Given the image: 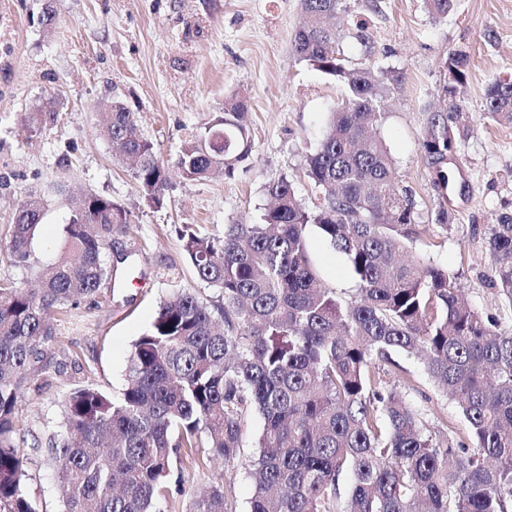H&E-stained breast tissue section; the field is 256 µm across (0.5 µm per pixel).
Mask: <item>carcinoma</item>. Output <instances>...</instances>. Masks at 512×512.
Wrapping results in <instances>:
<instances>
[{
    "label": "carcinoma",
    "instance_id": "cac0c4a2",
    "mask_svg": "<svg viewBox=\"0 0 512 512\" xmlns=\"http://www.w3.org/2000/svg\"><path fill=\"white\" fill-rule=\"evenodd\" d=\"M435 18L454 0H424ZM294 37L298 60L346 85L329 131L305 155L322 202L303 206L286 176L268 182L261 224H226L221 235L184 230L196 277L220 291L206 303L183 289L158 306L133 344L119 400L91 385L70 390L63 430L47 460L60 481L64 512H160L178 452L207 448L228 463L243 448L245 415L264 419L248 471L249 512H512V327L468 307L450 270L403 255L426 234L413 191L399 178L379 131L398 77L351 69L325 24L343 0H302ZM468 56L444 62V112H432L420 153L448 190L441 156L470 134L456 99ZM484 112L512 123V80L487 88ZM104 130L153 208L166 204L169 177L154 143L121 104L108 105ZM249 113L231 99L179 156L192 180L231 175L249 153ZM40 200L20 210L7 255L20 265L43 218ZM348 261L359 284L346 300L326 287L309 250L308 229ZM130 212L96 193L64 227L68 255L37 267L39 287L0 282V512H39L14 438L20 391L53 341L51 308L123 284L129 255L112 246L129 234ZM494 282L512 307V216L492 225ZM393 352L424 357L425 373L455 398L468 441L434 432L380 366ZM187 512H228L224 484L193 496Z\"/></svg>",
    "mask_w": 512,
    "mask_h": 512
}]
</instances>
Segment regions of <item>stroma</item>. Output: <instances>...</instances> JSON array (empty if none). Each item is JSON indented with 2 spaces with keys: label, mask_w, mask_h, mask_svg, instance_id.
I'll use <instances>...</instances> for the list:
<instances>
[{
  "label": "stroma",
  "mask_w": 512,
  "mask_h": 512,
  "mask_svg": "<svg viewBox=\"0 0 512 512\" xmlns=\"http://www.w3.org/2000/svg\"><path fill=\"white\" fill-rule=\"evenodd\" d=\"M345 5L336 37L349 66L399 76L381 136L415 194L419 223L429 227L413 251L457 273L473 308L512 326V307L493 284L488 246L491 224L500 214L512 215V124L483 115L488 83L512 75V0H456L440 20L423 0ZM48 8L55 14L50 26L43 21ZM301 19V0H0V247L30 197L45 202L29 265L0 256V281L29 283L35 267L58 260L63 228L83 194L122 203L133 226L120 240L130 261L127 286L107 282L96 297L50 311L54 340L18 399L16 442L27 457L26 491L40 512L63 510L60 482L41 443L59 430L67 393L91 385L119 395L132 343L150 328L161 301L183 288L207 302L219 296L186 262L180 227L220 234L228 224L262 223L264 186L283 175L302 203L319 204L322 194L305 174L304 156L323 139L343 87L294 55ZM362 31L369 37L365 46L357 38ZM459 50L469 56L460 95L473 131L457 144L456 184L447 201L451 224L444 228L434 222L439 196L419 139L430 111L443 104V64ZM234 95L248 105L247 159L230 176L185 178L177 165L182 147ZM49 99L54 116L31 131L24 113ZM108 101L134 114L164 160L166 206L147 205L120 163L102 125ZM309 238L324 284L353 297L358 282L346 259L317 231ZM396 360L415 378L418 389L408 398L431 427L465 435L456 402L434 387L418 360L405 354ZM262 426L258 413L248 415L244 453L234 463L204 451L178 457L163 512H186L194 494L215 481L224 485L229 512H248V460Z\"/></svg>",
  "instance_id": "stroma-1"
}]
</instances>
